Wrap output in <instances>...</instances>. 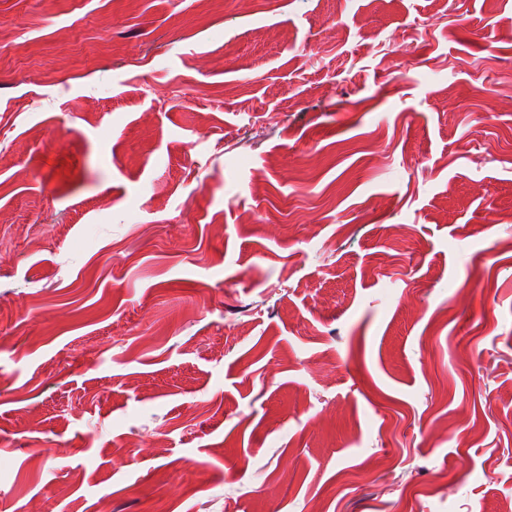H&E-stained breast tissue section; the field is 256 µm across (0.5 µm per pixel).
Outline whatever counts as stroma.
<instances>
[{
  "label": "stroma",
  "instance_id": "35a3bbf8",
  "mask_svg": "<svg viewBox=\"0 0 512 512\" xmlns=\"http://www.w3.org/2000/svg\"><path fill=\"white\" fill-rule=\"evenodd\" d=\"M0 303V512H503L512 0H0Z\"/></svg>",
  "mask_w": 512,
  "mask_h": 512
}]
</instances>
